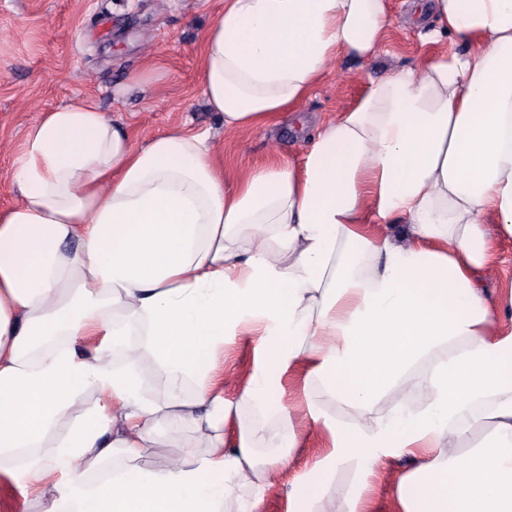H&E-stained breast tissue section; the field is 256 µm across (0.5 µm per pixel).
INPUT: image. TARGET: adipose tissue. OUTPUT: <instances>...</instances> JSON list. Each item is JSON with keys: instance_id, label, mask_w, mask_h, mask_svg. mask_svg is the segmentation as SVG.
Instances as JSON below:
<instances>
[{"instance_id": "ef3b65f1", "label": "adipose tissue", "mask_w": 512, "mask_h": 512, "mask_svg": "<svg viewBox=\"0 0 512 512\" xmlns=\"http://www.w3.org/2000/svg\"><path fill=\"white\" fill-rule=\"evenodd\" d=\"M425 8L434 53L369 80L297 161L231 174L209 132L139 146L87 101L29 129L0 210V463L51 485L43 512H224L256 468L255 429L229 446L224 422L295 366L362 411L346 425L306 403L328 432L316 468L411 455L403 512H512V328L481 289L512 237V0ZM392 23L389 0H225L206 104L229 133L273 126ZM451 37L465 52L441 50ZM228 336L261 354L236 402L211 384ZM441 344L410 409L398 380ZM147 361L162 396L142 390ZM165 441L200 454L139 465ZM118 451L132 466L105 472Z\"/></svg>"}]
</instances>
